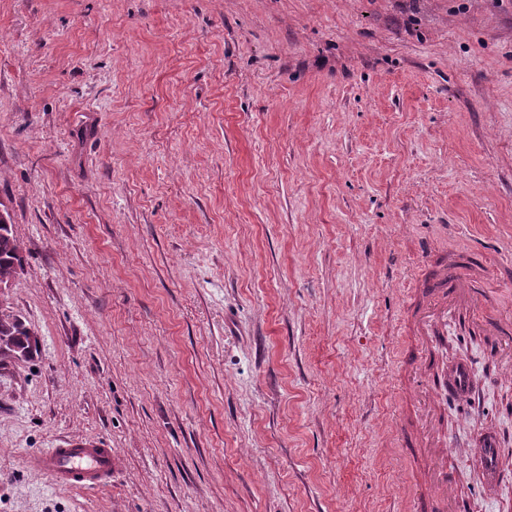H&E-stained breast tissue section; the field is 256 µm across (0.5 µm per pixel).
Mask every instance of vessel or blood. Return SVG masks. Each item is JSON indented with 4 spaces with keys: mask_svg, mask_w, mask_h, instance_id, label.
<instances>
[{
    "mask_svg": "<svg viewBox=\"0 0 512 512\" xmlns=\"http://www.w3.org/2000/svg\"><path fill=\"white\" fill-rule=\"evenodd\" d=\"M492 288L486 266L473 255L429 250L415 271L404 329L411 343L402 371V393L411 405L414 425L400 436L414 464L409 512H448V493L456 484L448 475V455L439 448L437 409L448 396L465 400L475 391L468 360L450 362L435 372L440 345L449 324L467 336L482 337L500 376L512 375V319L493 313ZM472 458L486 490L499 486L512 472V455L502 449L497 432L477 433ZM32 469L60 485L105 482L112 477V451L82 442L68 443L30 455Z\"/></svg>",
    "mask_w": 512,
    "mask_h": 512,
    "instance_id": "1",
    "label": "vessel or blood"
}]
</instances>
